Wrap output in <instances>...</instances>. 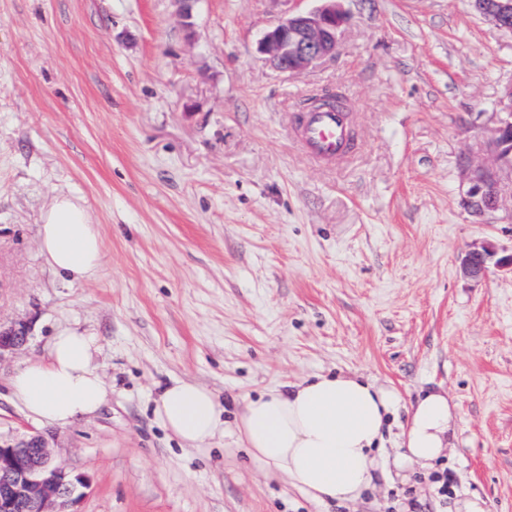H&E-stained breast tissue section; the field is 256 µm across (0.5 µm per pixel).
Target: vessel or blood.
I'll return each instance as SVG.
<instances>
[{"label":"vessel or blood","instance_id":"vessel-or-blood-1","mask_svg":"<svg viewBox=\"0 0 512 512\" xmlns=\"http://www.w3.org/2000/svg\"><path fill=\"white\" fill-rule=\"evenodd\" d=\"M302 145L317 160L340 163L356 149L345 107L313 109L299 123Z\"/></svg>","mask_w":512,"mask_h":512}]
</instances>
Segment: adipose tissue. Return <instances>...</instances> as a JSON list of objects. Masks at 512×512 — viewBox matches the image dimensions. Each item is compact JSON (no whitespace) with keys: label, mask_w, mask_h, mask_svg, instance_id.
Listing matches in <instances>:
<instances>
[{"label":"adipose tissue","mask_w":512,"mask_h":512,"mask_svg":"<svg viewBox=\"0 0 512 512\" xmlns=\"http://www.w3.org/2000/svg\"><path fill=\"white\" fill-rule=\"evenodd\" d=\"M38 251L49 269L72 286L95 278L103 240L82 197L55 195L37 229ZM95 337L76 329L52 336L45 360L27 364L11 379L28 417L65 428L95 416L112 388L97 363ZM398 391L357 376L318 375L248 400L235 423L252 458L283 474L316 501H354L378 471L428 469L443 456L455 432L456 407L432 390L412 406L401 443L382 454ZM156 413L166 429L200 447L224 433L223 411L207 388L179 380L164 388Z\"/></svg>","instance_id":"1"}]
</instances>
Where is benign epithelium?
<instances>
[{
  "label": "benign epithelium",
  "instance_id": "7a95c632",
  "mask_svg": "<svg viewBox=\"0 0 512 512\" xmlns=\"http://www.w3.org/2000/svg\"><path fill=\"white\" fill-rule=\"evenodd\" d=\"M309 11L291 14L268 29L259 50L274 66L287 72L305 70L334 55L338 33L346 14L339 0H318ZM482 18L495 27L512 32V0H471ZM499 120L487 142L489 160L476 162L462 156L468 188L465 204L478 217L495 213L501 202L500 172H512V87L498 101ZM512 274V252L502 253L489 240L473 243L459 258L461 274L481 282L490 268ZM28 340L25 328H0V358L22 347ZM83 476L55 463L51 447L41 435L14 443H0V512H65Z\"/></svg>",
  "mask_w": 512,
  "mask_h": 512
}]
</instances>
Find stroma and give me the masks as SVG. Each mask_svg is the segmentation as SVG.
<instances>
[{"label": "stroma", "mask_w": 512, "mask_h": 512, "mask_svg": "<svg viewBox=\"0 0 512 512\" xmlns=\"http://www.w3.org/2000/svg\"><path fill=\"white\" fill-rule=\"evenodd\" d=\"M316 0H0V438L44 435L89 486L66 512H512V275L462 277L477 241L512 250V195L473 216L459 159L486 160L512 86V33L469 0H343L334 57L277 70L257 44ZM356 106L358 153L316 166L292 109ZM80 195L105 262L69 286L39 256L50 198ZM96 336L112 387L94 417L28 418L9 379L50 336ZM324 374L443 388L457 433L430 473L316 503L234 434L248 397ZM191 380L225 432L186 445L156 414ZM447 495H440L441 485ZM28 340L24 327L5 328L0 326V360L5 354L13 353L22 347Z\"/></svg>", "instance_id": "35a3bbf8"}]
</instances>
